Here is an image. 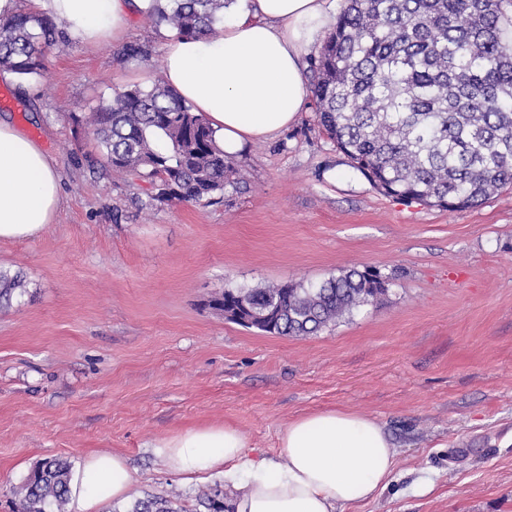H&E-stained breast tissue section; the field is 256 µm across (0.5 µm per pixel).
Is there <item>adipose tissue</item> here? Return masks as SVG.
I'll use <instances>...</instances> for the list:
<instances>
[{
	"mask_svg": "<svg viewBox=\"0 0 512 512\" xmlns=\"http://www.w3.org/2000/svg\"><path fill=\"white\" fill-rule=\"evenodd\" d=\"M90 46L122 40L151 0H30ZM327 0H244L215 34L166 35L163 82L205 115L226 154L287 130L308 96L302 55L329 28ZM54 161L34 140L0 120V239L39 235L60 205ZM156 455L190 480L206 472L236 492L235 512H348L374 499L396 459L378 421L322 410L289 423L279 458H254L235 427L200 426L161 440ZM132 480L118 454L86 458L69 484L72 512H99L122 500Z\"/></svg>",
	"mask_w": 512,
	"mask_h": 512,
	"instance_id": "ef3b65f1",
	"label": "adipose tissue"
}]
</instances>
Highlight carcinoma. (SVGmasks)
<instances>
[{"mask_svg": "<svg viewBox=\"0 0 512 512\" xmlns=\"http://www.w3.org/2000/svg\"><path fill=\"white\" fill-rule=\"evenodd\" d=\"M234 0H155L147 19L178 36L208 35ZM502 0H346L311 60L321 130L389 196L461 210L512 184V46ZM67 43L55 21L19 8L0 15V68L39 77L47 49ZM130 43L121 61L144 59ZM106 163L153 185L152 199L189 202L224 190L235 170L206 119L161 81L131 85L84 117ZM388 277L349 269L317 286L297 281L226 289L212 306L224 319L260 315L261 331L309 336L376 303ZM26 288L0 273V297ZM69 466L47 458L20 490L17 512H64ZM128 512H177L146 495Z\"/></svg>", "mask_w": 512, "mask_h": 512, "instance_id": "1", "label": "carcinoma"}]
</instances>
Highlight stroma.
I'll use <instances>...</instances> for the list:
<instances>
[{"mask_svg":"<svg viewBox=\"0 0 512 512\" xmlns=\"http://www.w3.org/2000/svg\"><path fill=\"white\" fill-rule=\"evenodd\" d=\"M51 48L42 76L7 82L0 116L51 154L62 202L30 239L0 240L24 293L0 307V512L48 457L78 467L123 455L144 493L194 512L220 475L185 481L154 452L173 433L224 424L250 454L318 410L375 418L396 453L390 485L356 512H512V188L448 211L387 196L353 167L307 100L297 121L231 161L212 199L160 203L113 176L81 115L119 85L160 80L162 29ZM390 277L377 304L313 336L224 320L225 289L317 284L351 268Z\"/></svg>","mask_w":512,"mask_h":512,"instance_id":"35a3bbf8","label":"stroma"}]
</instances>
